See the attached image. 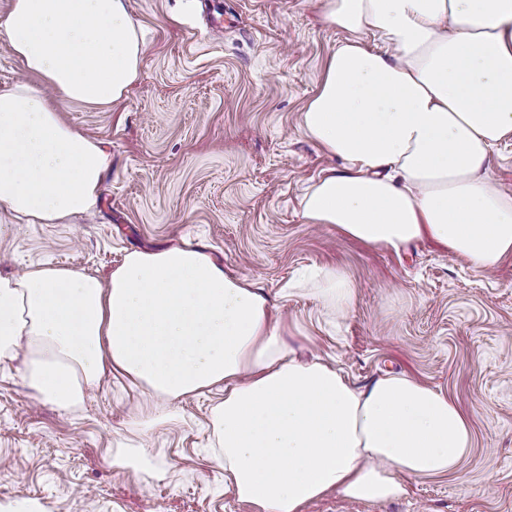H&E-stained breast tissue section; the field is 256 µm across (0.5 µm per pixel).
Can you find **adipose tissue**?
I'll list each match as a JSON object with an SVG mask.
<instances>
[{"label":"adipose tissue","mask_w":512,"mask_h":512,"mask_svg":"<svg viewBox=\"0 0 512 512\" xmlns=\"http://www.w3.org/2000/svg\"><path fill=\"white\" fill-rule=\"evenodd\" d=\"M319 16L345 38L301 127L342 166L306 188V222L395 253L427 238L478 272L512 255V196L487 177L512 137V0H321ZM0 30L28 73L0 90L2 238L16 218L95 209L110 156L60 106L123 101L145 43L127 0H11ZM316 277L335 314L351 309L342 267ZM17 360L63 412L109 369L143 389L157 421L223 385L212 461L252 512H306L332 491L395 499L406 479L456 471L472 446L459 404L408 373L359 386L297 361L262 290L188 246L130 252L105 282L53 264L0 275V364Z\"/></svg>","instance_id":"adipose-tissue-1"}]
</instances>
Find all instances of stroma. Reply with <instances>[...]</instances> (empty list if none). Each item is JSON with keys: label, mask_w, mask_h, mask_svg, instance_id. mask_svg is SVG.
Here are the masks:
<instances>
[{"label": "stroma", "mask_w": 512, "mask_h": 512, "mask_svg": "<svg viewBox=\"0 0 512 512\" xmlns=\"http://www.w3.org/2000/svg\"><path fill=\"white\" fill-rule=\"evenodd\" d=\"M146 43L140 76L112 107L66 105L64 120L112 157L96 210L66 224H18L0 239V274L50 262L108 278L127 252L191 244L262 288L301 357L335 362L363 385L406 372L454 398L474 435L453 474L412 478L400 498L333 492L311 512H512V257L488 273L425 239L392 253L306 223L299 201L334 161L300 116L343 32L317 0H224L211 33L200 0H128ZM343 266L356 301L328 314L303 269ZM223 389L178 401V423L135 432L140 387L106 372L76 412L38 401L0 371V512H250L209 453ZM142 444L161 472L113 466Z\"/></svg>", "instance_id": "stroma-1"}]
</instances>
